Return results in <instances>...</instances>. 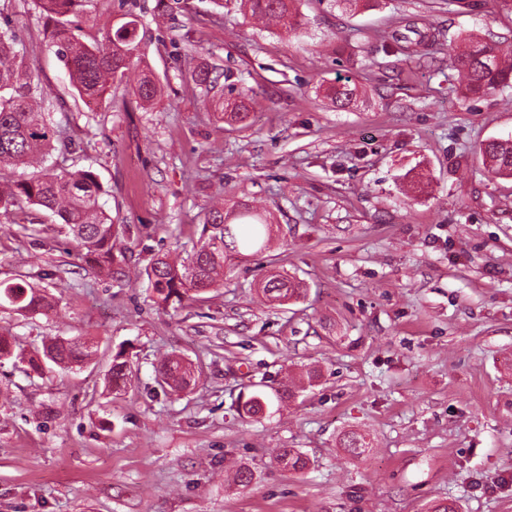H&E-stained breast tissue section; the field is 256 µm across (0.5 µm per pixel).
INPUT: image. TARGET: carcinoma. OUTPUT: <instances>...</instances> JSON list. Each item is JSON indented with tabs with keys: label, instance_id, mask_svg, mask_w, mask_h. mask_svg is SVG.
<instances>
[{
	"label": "carcinoma",
	"instance_id": "cac0c4a2",
	"mask_svg": "<svg viewBox=\"0 0 512 512\" xmlns=\"http://www.w3.org/2000/svg\"><path fill=\"white\" fill-rule=\"evenodd\" d=\"M84 0H41V7L52 23L51 38L56 54L70 72L78 94L90 99L102 95L107 82L122 75L139 51L136 21L129 20L105 36L107 46L85 43L72 31L73 6ZM250 18L274 22L282 26L285 37H297L305 20L297 0H243ZM15 35L0 32V166L29 167L42 163L55 150L59 132L38 111L37 93L29 82H20ZM465 93L489 95L512 84V63L503 61V51L495 44L469 39L463 49L452 56ZM137 96L150 102L157 94L152 75L143 72L136 88ZM326 97L339 109L357 105L358 88L348 83L327 88ZM243 99L227 98L222 103L220 118L230 126L247 118ZM483 154L491 170L501 176H512V139H494L485 144ZM104 189L90 169L56 173L42 168L25 179L0 189V209L33 206L51 212L60 221V228L70 238L77 256L89 259L99 271L110 276L122 271L118 259L117 236L120 225L112 223L99 205ZM248 226L243 235L236 233L234 222ZM278 231V225L254 213L250 208L234 205L210 209L200 225L198 246L186 261L177 264L165 255L155 256L145 268L149 287L156 302L167 306L183 298L202 295L218 287V277L224 269H233L246 258L268 248ZM262 295L272 304L282 305L297 300L305 293L302 281L287 273H274L260 284ZM0 300L26 314H45L52 309V298L26 280L0 285ZM95 343L83 337H47L42 347L27 353L16 341L0 336V365L6 362H27L29 370L41 373L50 365L62 370L76 371L84 367L94 354ZM194 376L192 363L181 356L167 358L158 370L162 389L179 393L187 389ZM131 369L126 350L112 354L108 381L112 393L119 395L130 384ZM269 397L254 392L237 403L236 411L247 417H260L269 407ZM342 447L353 455L366 452L368 443L355 433L343 438ZM279 464L294 472L306 468L303 455L286 448L278 457Z\"/></svg>",
	"mask_w": 512,
	"mask_h": 512
}]
</instances>
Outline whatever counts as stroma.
I'll return each instance as SVG.
<instances>
[{
	"instance_id": "stroma-1",
	"label": "stroma",
	"mask_w": 512,
	"mask_h": 512,
	"mask_svg": "<svg viewBox=\"0 0 512 512\" xmlns=\"http://www.w3.org/2000/svg\"><path fill=\"white\" fill-rule=\"evenodd\" d=\"M298 7L307 26L287 40L238 0H87L80 39L134 18L141 44L125 78L84 100L40 0H0L21 78L61 133L48 163L98 175L127 256L111 279L48 214L33 234L0 210V281L26 277L58 301L46 316L0 308V335L98 344L77 372L0 367V512H512V178L482 154L512 137V88L465 95L450 63L472 35L512 46V0ZM410 28L426 38L408 54L390 36ZM200 66L215 85L195 84ZM145 68L149 102L135 91ZM339 79L362 91L357 107L324 98ZM232 93L251 101L244 124L216 116ZM236 202L280 225L271 248L203 300L156 304L152 257L181 261L206 212ZM278 270L305 295L269 304L258 285ZM121 347L132 381L117 396L106 374ZM174 353L196 369L177 396L156 382ZM258 384L299 395L239 416L233 402ZM349 431L364 455L340 448ZM284 448L308 468L283 469Z\"/></svg>"
}]
</instances>
